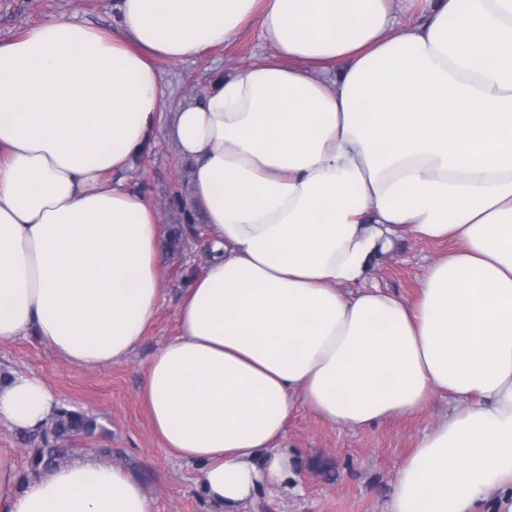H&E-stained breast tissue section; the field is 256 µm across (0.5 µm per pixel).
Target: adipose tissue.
<instances>
[{
  "label": "adipose tissue",
  "mask_w": 512,
  "mask_h": 512,
  "mask_svg": "<svg viewBox=\"0 0 512 512\" xmlns=\"http://www.w3.org/2000/svg\"><path fill=\"white\" fill-rule=\"evenodd\" d=\"M115 26L50 20L0 41V342L64 360L128 358L158 310V213L112 183L161 117L192 164L213 255L142 393L164 447L216 512L290 488L280 448L303 408L365 429L445 395L456 410L402 462L390 512H512V0H117ZM256 24L267 54L167 107L157 60ZM457 241L415 301L362 282L402 236ZM60 402L0 384V420L40 430ZM0 512H151L85 457Z\"/></svg>",
  "instance_id": "obj_1"
}]
</instances>
